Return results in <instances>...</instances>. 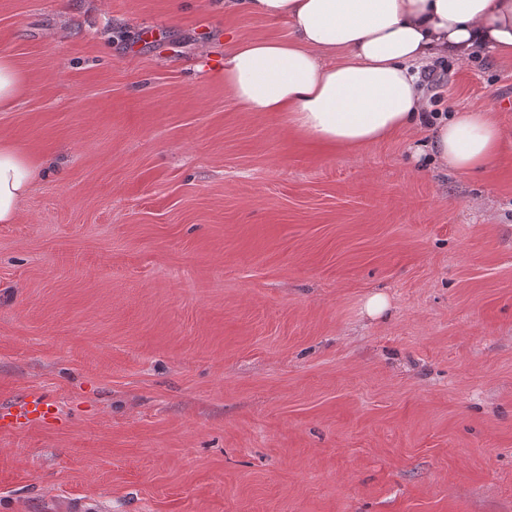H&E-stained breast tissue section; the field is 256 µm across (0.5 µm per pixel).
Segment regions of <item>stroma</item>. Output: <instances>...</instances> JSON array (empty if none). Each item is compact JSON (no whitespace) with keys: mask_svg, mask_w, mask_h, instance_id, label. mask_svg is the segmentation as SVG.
Returning a JSON list of instances; mask_svg holds the SVG:
<instances>
[{"mask_svg":"<svg viewBox=\"0 0 512 512\" xmlns=\"http://www.w3.org/2000/svg\"><path fill=\"white\" fill-rule=\"evenodd\" d=\"M224 33L290 27L0 0V138L45 163L0 224V412L57 406L0 431V512H512V144L475 176L320 147L241 111ZM426 90L512 137V60ZM26 91V79L13 57L0 53V104L12 106L23 97ZM53 403L42 395H32L14 403L13 413L3 417L2 430L21 429L39 423L51 413Z\"/></svg>","mask_w":512,"mask_h":512,"instance_id":"stroma-1","label":"stroma"}]
</instances>
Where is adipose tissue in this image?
Instances as JSON below:
<instances>
[{"label": "adipose tissue", "instance_id": "ef3b65f1", "mask_svg": "<svg viewBox=\"0 0 512 512\" xmlns=\"http://www.w3.org/2000/svg\"><path fill=\"white\" fill-rule=\"evenodd\" d=\"M287 20L285 40L231 41L222 78L246 112H278L331 149L428 129L415 153L468 176L487 169L507 139L492 113L456 109L430 119L419 69L485 54L512 57V0H240ZM42 170L0 139V223H14Z\"/></svg>", "mask_w": 512, "mask_h": 512}]
</instances>
